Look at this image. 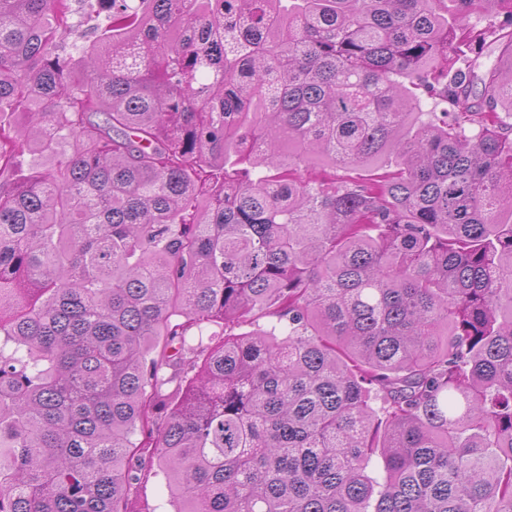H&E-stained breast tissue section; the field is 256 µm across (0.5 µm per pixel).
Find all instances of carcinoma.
<instances>
[{"label": "carcinoma", "instance_id": "carcinoma-1", "mask_svg": "<svg viewBox=\"0 0 512 512\" xmlns=\"http://www.w3.org/2000/svg\"><path fill=\"white\" fill-rule=\"evenodd\" d=\"M109 2L0 0V512H512V0ZM105 13H102L97 17V13L93 10L80 11L77 14L75 21L77 22L74 32L69 35L65 43L60 48V52L69 55L75 51V46L80 47L85 44H89L93 40V28L98 23L104 21ZM132 507L140 509L149 507L155 512L172 511V507L168 503V493L166 481L162 475L154 476L151 474L147 479L143 480L131 495Z\"/></svg>", "mask_w": 512, "mask_h": 512}]
</instances>
